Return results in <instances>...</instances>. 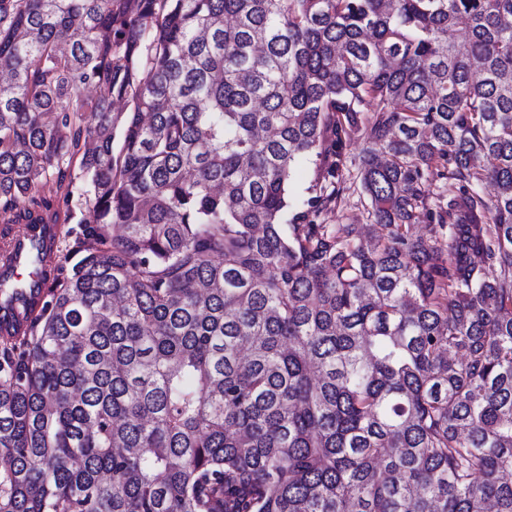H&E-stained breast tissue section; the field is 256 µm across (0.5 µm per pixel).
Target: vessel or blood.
<instances>
[{"instance_id": "1", "label": "vessel or blood", "mask_w": 512, "mask_h": 512, "mask_svg": "<svg viewBox=\"0 0 512 512\" xmlns=\"http://www.w3.org/2000/svg\"><path fill=\"white\" fill-rule=\"evenodd\" d=\"M60 223L33 224L23 228L4 224L0 226V250L10 255V262L0 264V322L24 320L23 307L11 306L4 294L16 282H26L28 288L45 289L42 276L45 268L56 266L57 246L63 234Z\"/></svg>"}]
</instances>
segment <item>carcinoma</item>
Returning a JSON list of instances; mask_svg holds the SVG:
<instances>
[{
  "instance_id": "1",
  "label": "carcinoma",
  "mask_w": 512,
  "mask_h": 512,
  "mask_svg": "<svg viewBox=\"0 0 512 512\" xmlns=\"http://www.w3.org/2000/svg\"><path fill=\"white\" fill-rule=\"evenodd\" d=\"M0 70V223L93 213L0 512H512V0H0ZM314 165L308 158L302 157L296 163V172L291 180L289 187V203L288 220L299 213L309 209L307 205L308 199L315 195L308 188L313 184ZM352 187L346 192L344 201L333 209L325 210L321 219L326 224H365L367 201L359 190Z\"/></svg>"
}]
</instances>
